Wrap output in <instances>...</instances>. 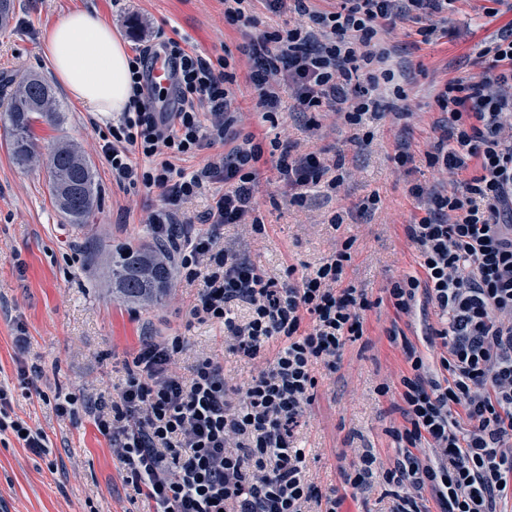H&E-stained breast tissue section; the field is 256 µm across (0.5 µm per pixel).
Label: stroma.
I'll return each mask as SVG.
<instances>
[{
	"mask_svg": "<svg viewBox=\"0 0 512 512\" xmlns=\"http://www.w3.org/2000/svg\"><path fill=\"white\" fill-rule=\"evenodd\" d=\"M15 3L14 19L0 28V81L30 72L51 77L41 48L44 31L70 12L91 7L128 50L177 34L205 56L226 57L238 78L233 134L289 141L301 151L335 146L344 177L337 193L314 189L304 205H293L273 164H265L255 195L266 235L235 224L220 233L227 250L271 276L290 266L305 273L327 258L336 242L352 240L342 284L363 290L376 306L364 315L363 336L346 344L339 369H318L316 398L294 430V444L304 449L307 468L323 490L340 486V470L357 449H373L383 462L394 458L387 430L401 417L377 387L386 379L397 381L406 368L400 349L388 340L394 313L385 296L391 281L419 270L418 252L404 233L418 213L409 189L416 183L428 190L448 188L447 175L426 156L441 118L436 95L449 79L479 74L474 59L485 41L512 24V6L501 5L488 16L479 0H469L449 13L427 43L409 21L384 34L409 117L397 126L385 117L371 119L355 130L330 115L314 132L306 115L292 111L290 88L281 90L275 122L252 111L251 63L240 49V32L224 23L222 0ZM57 94L63 120L56 127L35 125L38 144L46 148L60 138L79 144L95 169L101 203L89 226L68 223L50 196L45 170H24L12 161L9 125L0 116V386L13 394L10 416L43 431L49 444L48 455L38 457L11 432L0 433V512H151L146 500H130L124 468L92 419L82 411L72 418L57 416L38 394L21 388L19 370L38 369L41 392L93 401L123 385L127 364L148 336L183 337L180 361L186 367L210 356L223 363L226 374L243 379L254 362L229 349L222 327L190 318L197 284L174 279L168 296L149 308L113 297L112 251L145 234L141 218L159 207L162 197L156 189L126 191L113 182L99 149L107 118L87 112L65 89ZM401 148L412 157L404 166L394 161ZM371 196L378 203L365 208ZM336 213L344 217L337 228L329 222ZM401 492L379 483L350 489L341 512H388Z\"/></svg>",
	"mask_w": 512,
	"mask_h": 512,
	"instance_id": "1",
	"label": "stroma"
}]
</instances>
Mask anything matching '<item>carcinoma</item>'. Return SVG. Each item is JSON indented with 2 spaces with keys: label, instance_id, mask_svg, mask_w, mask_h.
<instances>
[{
  "label": "carcinoma",
  "instance_id": "obj_1",
  "mask_svg": "<svg viewBox=\"0 0 512 512\" xmlns=\"http://www.w3.org/2000/svg\"><path fill=\"white\" fill-rule=\"evenodd\" d=\"M3 104L15 163L22 168H45L59 211L71 224L88 225L101 201L91 163L76 143L64 138L42 152L33 131L36 122L54 126L60 121L53 88L36 75L24 76L13 82ZM109 275L113 294L126 303L149 307L167 296L173 265L170 256L151 239L115 248Z\"/></svg>",
  "mask_w": 512,
  "mask_h": 512
}]
</instances>
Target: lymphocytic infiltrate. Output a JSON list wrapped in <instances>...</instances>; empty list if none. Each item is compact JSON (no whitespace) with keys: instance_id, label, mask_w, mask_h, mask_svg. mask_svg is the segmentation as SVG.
Masks as SVG:
<instances>
[{"instance_id":"lymphocytic-infiltrate-1","label":"lymphocytic infiltrate","mask_w":512,"mask_h":512,"mask_svg":"<svg viewBox=\"0 0 512 512\" xmlns=\"http://www.w3.org/2000/svg\"><path fill=\"white\" fill-rule=\"evenodd\" d=\"M454 2L336 0L315 9L293 0L309 28L258 32L252 0H224V22L245 40L253 108L264 120H276L285 83L297 111L360 126L376 115L380 86L395 80L379 34L409 20L430 37L433 17ZM162 48L175 68L173 88L148 89L154 50L137 49L133 97L108 124L100 150L119 186L160 191L163 204L147 222L156 238L173 241L185 280L200 284L190 317L222 326L233 350L252 359L270 339L281 345L248 381L233 385L211 357L181 375L182 337L142 343L117 396L87 407L135 495L153 502L154 512H338L340 488L379 478L410 489L391 512H423L427 495L439 512H512V25L478 52L479 77L450 79L437 95L443 117L427 156L448 173L449 188H410L420 213L404 232L418 249L420 272L395 282L388 301L399 318L425 301L440 325L420 347L389 336L407 365L398 392L381 388L404 419L390 430L400 453L386 467L364 449L341 470V487L326 493L311 481L293 435L315 399L317 370H336L372 307L341 285L352 244L342 242L304 275L290 268L272 277L229 256L217 230L246 223L266 235L254 196L266 158H274L297 206L308 189L336 190L341 164L328 148L299 155L291 144L267 147L251 133L228 145L237 112L228 61L202 55L184 38H166ZM204 150L199 167H175L174 158ZM207 192L210 229L192 231L183 205ZM239 303L248 309L242 322L232 315ZM9 406L0 388V432L47 454L45 433L11 418Z\"/></svg>"}]
</instances>
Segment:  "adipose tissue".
<instances>
[{
	"label": "adipose tissue",
	"mask_w": 512,
	"mask_h": 512,
	"mask_svg": "<svg viewBox=\"0 0 512 512\" xmlns=\"http://www.w3.org/2000/svg\"><path fill=\"white\" fill-rule=\"evenodd\" d=\"M43 53L56 80L90 112H123L132 95L125 43L98 13H69L43 38Z\"/></svg>",
	"instance_id": "ef3b65f1"
}]
</instances>
